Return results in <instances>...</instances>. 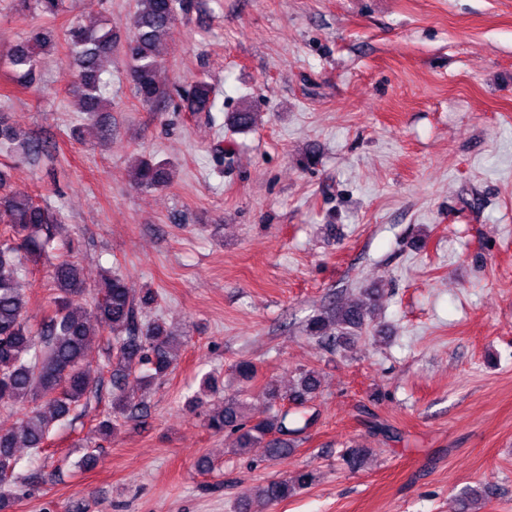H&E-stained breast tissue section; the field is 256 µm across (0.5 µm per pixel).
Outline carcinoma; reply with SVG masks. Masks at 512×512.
Returning <instances> with one entry per match:
<instances>
[{
    "label": "carcinoma",
    "mask_w": 512,
    "mask_h": 512,
    "mask_svg": "<svg viewBox=\"0 0 512 512\" xmlns=\"http://www.w3.org/2000/svg\"><path fill=\"white\" fill-rule=\"evenodd\" d=\"M63 2L18 0V9L55 17ZM189 7L190 0H136L132 31L123 53L135 95L143 103L158 104L167 96L157 79L158 47L169 37L178 14L188 12ZM64 41L69 49L71 86L81 96L84 120L91 125L105 104L101 73L112 64L117 35L109 19L95 28L72 22L64 31ZM54 44L52 31L35 29L0 55V65L17 85L27 87L33 81L41 51ZM216 97L215 86L199 78L187 93L188 107L192 112H210ZM232 121L237 130L247 132L255 124V113L241 110L234 113ZM18 145L25 146L30 154L42 150V145L0 118V152L9 154ZM134 182L143 190L166 187L171 182L170 164L141 156L135 161ZM63 224L59 209L11 188L7 172L0 169V402L20 407L14 429L0 434V512H6L13 500L8 485L20 462L19 449L41 454L54 425L72 421L77 409L87 408L91 396L101 391L106 373L111 376L112 413L98 421L96 432L112 436L120 418L143 412L146 390L174 368L181 347L164 321L138 319V309L156 301L153 290L136 298L125 278L109 271L93 285L94 300L85 299L87 286L81 268L70 259L74 240L62 235ZM43 259L49 263V278L56 293L51 297L49 313L40 324L33 325L26 315L21 280L28 264L36 265ZM378 295L377 289L363 291L346 305L330 306L311 317L303 332L325 348L346 346L366 329ZM105 330L111 339L105 343L102 364L93 377L85 358L92 343L103 339ZM319 387L318 372L307 369L299 373L293 391L283 394L270 383L264 394L273 406L286 398L302 404ZM188 405L213 433L237 434L241 449L264 441L270 459L292 452L286 435L295 429L289 427L286 411L255 418L236 397H227L220 407L207 409L195 395ZM314 481L312 471L297 470L267 481L253 496L273 504Z\"/></svg>",
    "instance_id": "1"
}]
</instances>
